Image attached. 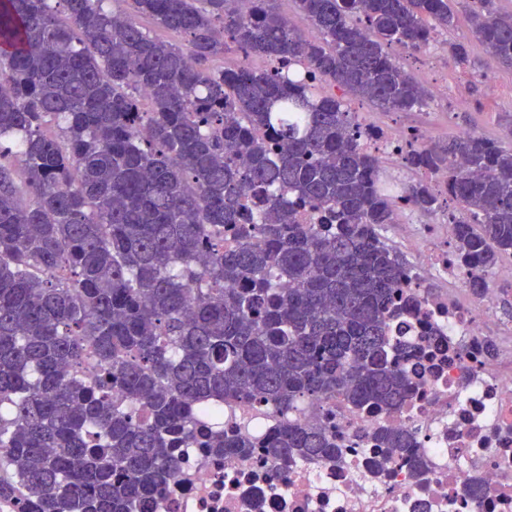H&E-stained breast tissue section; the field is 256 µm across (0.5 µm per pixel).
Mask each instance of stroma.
Returning a JSON list of instances; mask_svg holds the SVG:
<instances>
[{"label": "stroma", "instance_id": "stroma-1", "mask_svg": "<svg viewBox=\"0 0 512 512\" xmlns=\"http://www.w3.org/2000/svg\"><path fill=\"white\" fill-rule=\"evenodd\" d=\"M456 14L455 28L446 32L435 31L433 50H421L408 55L403 67L424 87H431L439 79L448 81V99H431L424 110L385 112L368 101L349 98L352 111L366 113L377 125L411 127L425 124L430 129L432 143H444L458 136L461 129L476 131L489 140L503 139L512 128V69L503 67L498 60L470 36V14L477 0H453ZM454 42L466 44L469 60L456 61L450 52ZM466 95L471 106L465 111L453 110L452 97Z\"/></svg>", "mask_w": 512, "mask_h": 512}]
</instances>
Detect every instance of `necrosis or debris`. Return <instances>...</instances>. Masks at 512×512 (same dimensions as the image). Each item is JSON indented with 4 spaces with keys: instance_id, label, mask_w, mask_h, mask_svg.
I'll return each instance as SVG.
<instances>
[{
    "instance_id": "obj_1",
    "label": "necrosis or debris",
    "mask_w": 512,
    "mask_h": 512,
    "mask_svg": "<svg viewBox=\"0 0 512 512\" xmlns=\"http://www.w3.org/2000/svg\"><path fill=\"white\" fill-rule=\"evenodd\" d=\"M358 139L380 158V178L393 192L398 179L390 164L426 147L430 133L363 122ZM452 238L444 222L418 227L406 242L417 261L407 269L404 293L422 305L392 327L431 359L419 367L404 405L358 410L331 395L304 407L296 421L326 428L344 457L283 462L261 447L281 423L272 408L211 401L256 449L221 456L181 449L177 474L153 495L151 512H512V316L501 315L496 289L471 293L473 269L457 259ZM430 279L436 290H426ZM382 428L412 436L423 463L419 476L396 455L384 472L374 471L368 436ZM476 483L485 487L483 498L469 494Z\"/></svg>"
}]
</instances>
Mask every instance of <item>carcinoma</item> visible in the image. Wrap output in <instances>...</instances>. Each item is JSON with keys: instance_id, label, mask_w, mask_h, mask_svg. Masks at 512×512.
I'll return each mask as SVG.
<instances>
[{"instance_id": "obj_1", "label": "carcinoma", "mask_w": 512, "mask_h": 512, "mask_svg": "<svg viewBox=\"0 0 512 512\" xmlns=\"http://www.w3.org/2000/svg\"><path fill=\"white\" fill-rule=\"evenodd\" d=\"M274 2L0 0V467L21 479L0 478V497L149 512L200 400L280 412L267 448L286 462L342 456L329 432L290 419L299 404L337 394L387 411L411 396L417 363L389 330L420 304L379 234L392 202L355 113L301 70L391 112L419 108L430 93L390 49L453 28L450 0H294L312 38ZM497 2L478 0L470 34L512 68ZM136 14L184 42L150 36ZM228 40L244 61L213 67ZM406 161L422 173L403 196L419 214L441 208L428 175L448 173L456 251L482 294L512 254V140L458 136ZM290 195L324 208L325 227L299 223ZM86 340L92 381L78 375ZM116 387L146 419L114 408ZM373 441L380 468L413 448L391 428ZM204 446L254 442L217 431Z\"/></svg>"}]
</instances>
